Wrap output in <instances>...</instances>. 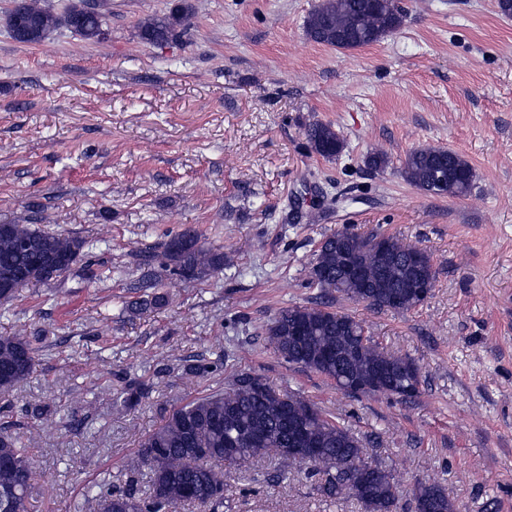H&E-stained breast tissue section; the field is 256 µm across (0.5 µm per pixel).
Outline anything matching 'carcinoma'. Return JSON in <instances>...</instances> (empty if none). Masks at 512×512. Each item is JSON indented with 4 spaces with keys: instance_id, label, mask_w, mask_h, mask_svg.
Wrapping results in <instances>:
<instances>
[{
    "instance_id": "carcinoma-1",
    "label": "carcinoma",
    "mask_w": 512,
    "mask_h": 512,
    "mask_svg": "<svg viewBox=\"0 0 512 512\" xmlns=\"http://www.w3.org/2000/svg\"><path fill=\"white\" fill-rule=\"evenodd\" d=\"M6 25L12 38L23 44H38L53 31L65 27L85 40L98 41L105 35L110 15L107 0H96L88 9L87 0H75L61 14L46 7L42 0H15ZM193 15L191 0H176L170 10L152 15L138 26L140 39L162 44L179 37ZM403 14L395 0H321L306 21L308 37L319 44L336 48H357L381 42L397 31ZM310 148L330 159L344 150V142L333 128L323 122L305 127ZM448 170L447 197L467 195L474 173L458 153L442 148H422L404 161L406 181L428 192L438 168ZM366 236L336 232L321 241L309 267L310 284L324 294L336 292L371 309H386L394 299L409 311L423 301L412 296L421 280L436 279L431 257L418 267L412 257L418 247L396 237L386 240L388 254L381 257ZM86 241L62 233H48L30 224H8L0 231V283L13 279L19 270H27V283H51L41 270L45 259L53 262L60 277L68 272L85 248ZM356 258L362 276L352 279L344 272L343 254ZM161 263L185 281H200L224 270V253L206 247L197 232L185 227L163 247ZM156 256L139 254L140 275L137 287L143 294L125 303L122 311L143 315L168 303V297L154 291L159 285ZM268 345L283 361L317 372L334 381L336 388L348 391L357 381L379 371L387 375L388 395L402 399L419 392L420 371L408 373L407 358L384 351L365 334L362 323L349 314L325 306H291L275 315L266 329ZM36 349L23 336L0 335V391L7 392L31 373ZM140 387L131 382L112 392L115 406L130 407L138 402ZM283 393L262 377L236 373L230 387L220 393L194 399L173 410L165 422L141 443L140 465L132 472L147 478V491L112 487L102 479L89 486L82 508L87 512H178L187 504L209 507L224 500V470L249 459L271 456L277 470L288 475V467L305 466L304 474L317 478V494L326 500L350 497L364 512H393L400 482L392 471L377 466L368 471L363 464L365 449L348 428L307 404L301 396L288 395V414L282 410ZM306 428L297 435L292 423ZM234 440L239 446L236 457L224 456V445ZM31 440L8 428L0 429V460L14 469L18 495L11 512H26L32 476ZM284 448H317L320 457L302 462L282 452ZM412 498L428 504L421 512H455L445 488L437 481L415 484Z\"/></svg>"
}]
</instances>
